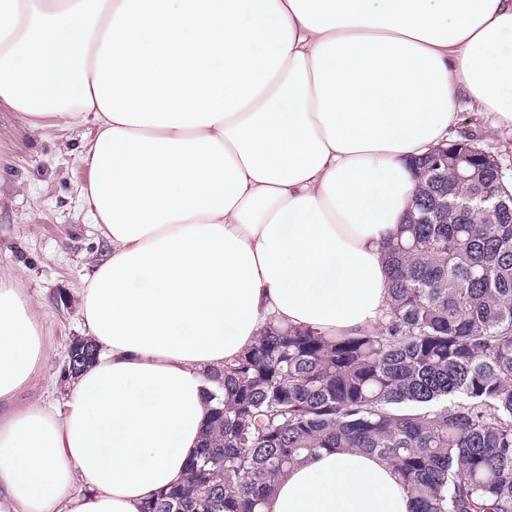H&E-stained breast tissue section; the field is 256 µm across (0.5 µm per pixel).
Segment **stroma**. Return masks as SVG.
<instances>
[{"label":"stroma","mask_w":512,"mask_h":512,"mask_svg":"<svg viewBox=\"0 0 512 512\" xmlns=\"http://www.w3.org/2000/svg\"><path fill=\"white\" fill-rule=\"evenodd\" d=\"M456 134L483 133L484 148L498 155L512 179V129L459 106ZM79 131L48 125L31 132L20 113L0 105V278L13 282L41 306L49 359L18 403L62 405L61 369L73 337L82 335L78 290L106 245L84 204L87 170L77 157Z\"/></svg>","instance_id":"stroma-1"}]
</instances>
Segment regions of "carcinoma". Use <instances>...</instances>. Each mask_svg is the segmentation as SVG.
<instances>
[{"label": "carcinoma", "instance_id": "obj_1", "mask_svg": "<svg viewBox=\"0 0 512 512\" xmlns=\"http://www.w3.org/2000/svg\"><path fill=\"white\" fill-rule=\"evenodd\" d=\"M482 132L448 143V173L415 162L413 216L386 245L387 305L369 331L271 323L209 375L211 422L184 482L142 512H263L290 469L353 448L392 466L410 512H512V186ZM473 178L458 186L456 160ZM493 192L491 215L440 211ZM77 371L97 348L88 339Z\"/></svg>", "mask_w": 512, "mask_h": 512}]
</instances>
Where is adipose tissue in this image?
Masks as SVG:
<instances>
[{
    "mask_svg": "<svg viewBox=\"0 0 512 512\" xmlns=\"http://www.w3.org/2000/svg\"><path fill=\"white\" fill-rule=\"evenodd\" d=\"M463 99L512 127V0H0V103L81 131L109 246L60 414L14 404L48 350L0 281V512H141L186 475L208 373L268 322L371 328L411 163ZM410 508L391 467L338 450L265 512Z\"/></svg>",
    "mask_w": 512,
    "mask_h": 512,
    "instance_id": "obj_1",
    "label": "adipose tissue"
}]
</instances>
